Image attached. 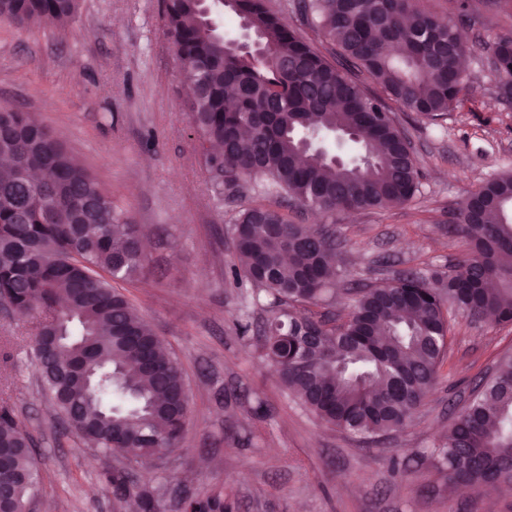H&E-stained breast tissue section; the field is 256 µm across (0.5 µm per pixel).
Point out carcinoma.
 <instances>
[{"instance_id": "1", "label": "carcinoma", "mask_w": 512, "mask_h": 512, "mask_svg": "<svg viewBox=\"0 0 512 512\" xmlns=\"http://www.w3.org/2000/svg\"><path fill=\"white\" fill-rule=\"evenodd\" d=\"M270 0H166L163 22L187 85L204 165L224 171L219 190L262 182L329 214L410 201L419 187L409 142L388 101L439 120L457 101L466 74L463 18H441L415 0H296L303 23L336 47L329 60L287 27ZM79 0H0L22 26L71 20ZM248 24L261 54L228 46L209 21ZM504 95H512V36L492 45ZM366 74L378 95L357 79ZM237 105H224V92ZM355 135L358 164L336 163L303 139ZM0 297L33 324L41 391L102 456L126 451L139 462L178 445L188 397L179 360L158 346L150 323L112 286L142 269L140 228L66 148L26 112L0 109ZM51 173L57 193L21 180L19 164ZM455 231L469 253L448 278L414 274L356 291L336 323L297 315L329 292L337 267L335 231L293 224L254 206L232 225L229 261L237 282L270 316L257 332L261 358L281 385L319 420L359 439L405 428L438 380L450 313L493 314L512 323V172L471 190ZM31 436L9 401H0V457L10 482L3 512H27L36 489ZM433 456L448 486L475 490L512 470V356L503 358L448 428ZM221 496L184 499L175 512H225Z\"/></svg>"}]
</instances>
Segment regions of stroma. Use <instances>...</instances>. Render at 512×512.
<instances>
[{
  "instance_id": "stroma-1",
  "label": "stroma",
  "mask_w": 512,
  "mask_h": 512,
  "mask_svg": "<svg viewBox=\"0 0 512 512\" xmlns=\"http://www.w3.org/2000/svg\"><path fill=\"white\" fill-rule=\"evenodd\" d=\"M443 18L466 13L469 77L433 122L394 106L420 186L407 203L326 218L249 191L219 193L204 166L162 0H80L63 28L0 18V107L32 113L80 161L130 223L143 268L126 295L184 368L189 413L179 447L144 462L97 454L40 394L27 335L0 313V397L31 433L38 487L30 512H136L139 489L162 507L221 491L233 512H512V493L449 490L433 450L471 389L512 355V324L455 318L437 384L404 430L362 443L321 422L280 387L237 322L266 317L228 271L230 227L255 204L295 224H333L348 257L343 287L407 272L447 277L465 257L450 227L468 190L512 170V97L491 65L512 34V0H418ZM133 480L116 499L114 470Z\"/></svg>"
}]
</instances>
